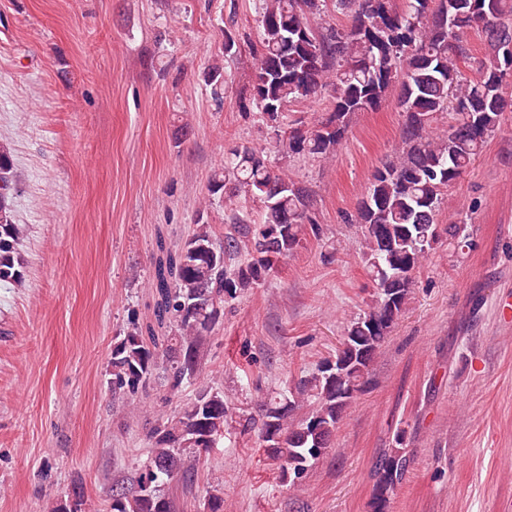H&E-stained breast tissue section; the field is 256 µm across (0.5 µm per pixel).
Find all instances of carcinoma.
<instances>
[{"mask_svg": "<svg viewBox=\"0 0 512 512\" xmlns=\"http://www.w3.org/2000/svg\"><path fill=\"white\" fill-rule=\"evenodd\" d=\"M255 73L249 101L274 133L283 158H328L336 153L352 115L377 110L393 89L405 114L395 156L373 175L350 224L364 227L363 257L375 300L349 322L334 358L353 362L338 377L323 368L288 393L266 394L255 413L238 416L241 432H255L282 478L302 477L312 458L329 452L342 414L368 382L370 367L401 316L414 286V273L446 234L467 243L468 224L436 223L449 190L501 127L507 110L504 90L512 82V0H332L336 13L351 17L345 27H319L313 18L326 0H264ZM484 42L477 60L472 36ZM475 67L469 76L465 69ZM204 83L216 105L224 101L227 77L215 63ZM325 91L327 117L311 127L283 124L288 108ZM17 193L12 160L0 146V282H24L19 253L22 231L11 201ZM210 196L229 204L244 196L261 204L255 221L230 208L232 229L217 237L205 212L176 251L157 240L160 253L151 287L157 299L156 326L132 324L114 347L111 391L134 396L162 373L175 396L197 380L206 345L218 322L212 312L237 292L261 284L291 256L300 236L316 231L310 196L288 170L270 163L261 147L241 145L207 185ZM278 234L283 249L268 238ZM396 289L393 308L383 305ZM167 326L158 337L155 327ZM231 401L208 381L172 416L161 418L148 436L143 469L129 487L112 490L111 512H176L166 485L191 480L194 467L220 439ZM410 464L404 448L382 451L374 470L371 512H389L392 496ZM208 512H224V492L205 490Z\"/></svg>", "mask_w": 512, "mask_h": 512, "instance_id": "carcinoma-1", "label": "carcinoma"}]
</instances>
